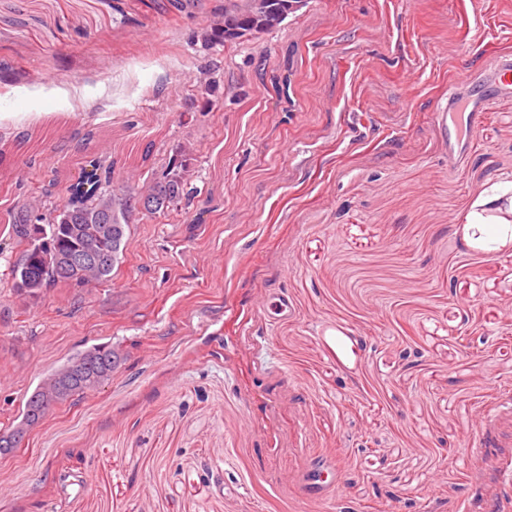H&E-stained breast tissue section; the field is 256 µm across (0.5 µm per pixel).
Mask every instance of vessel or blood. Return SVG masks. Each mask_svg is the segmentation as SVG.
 Instances as JSON below:
<instances>
[{
    "instance_id": "b4317fda",
    "label": "vessel or blood",
    "mask_w": 512,
    "mask_h": 512,
    "mask_svg": "<svg viewBox=\"0 0 512 512\" xmlns=\"http://www.w3.org/2000/svg\"><path fill=\"white\" fill-rule=\"evenodd\" d=\"M481 81L495 85L501 93L512 92V61L499 58L487 62L480 76ZM484 106L478 96L467 98L458 92L448 94V102L439 112L434 113L442 142L448 151L449 158H457L465 154L471 141L478 134V121Z\"/></svg>"
}]
</instances>
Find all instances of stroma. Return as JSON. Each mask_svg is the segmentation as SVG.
Listing matches in <instances>:
<instances>
[{
  "instance_id": "stroma-1",
  "label": "stroma",
  "mask_w": 512,
  "mask_h": 512,
  "mask_svg": "<svg viewBox=\"0 0 512 512\" xmlns=\"http://www.w3.org/2000/svg\"><path fill=\"white\" fill-rule=\"evenodd\" d=\"M223 4L0 0V213L62 206L88 127L113 177L189 172L104 284L17 292L0 222V430L79 351L121 357L0 455V512H512V234L465 222L512 173V94L456 160L433 121L512 56V0H304L204 44Z\"/></svg>"
}]
</instances>
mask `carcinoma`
<instances>
[{
  "mask_svg": "<svg viewBox=\"0 0 512 512\" xmlns=\"http://www.w3.org/2000/svg\"><path fill=\"white\" fill-rule=\"evenodd\" d=\"M288 0H239L231 9L217 12L210 30L204 34L207 44L234 43L243 38L274 31L285 21ZM185 176L172 174L144 192L134 191L128 182L112 178V167H103L97 156H86L82 172L69 188V198L56 209L58 215L47 224L34 223L40 206L30 204L13 215L12 234L21 255L10 266L12 282L21 268L30 267L33 283L27 290L37 295L43 289L66 284H103L112 279L127 245L129 218L138 205L156 213L175 207L183 198ZM50 236L53 249L65 255L79 253L102 259L98 266H87L61 274L52 264L45 265L34 251L38 236ZM117 355L112 348L99 351L93 346L52 371L46 378L52 398L44 400L36 388L22 411L21 424L31 426L43 419L56 405L72 400L104 385L112 378Z\"/></svg>",
  "mask_w": 512,
  "mask_h": 512,
  "instance_id": "carcinoma-1",
  "label": "carcinoma"
}]
</instances>
